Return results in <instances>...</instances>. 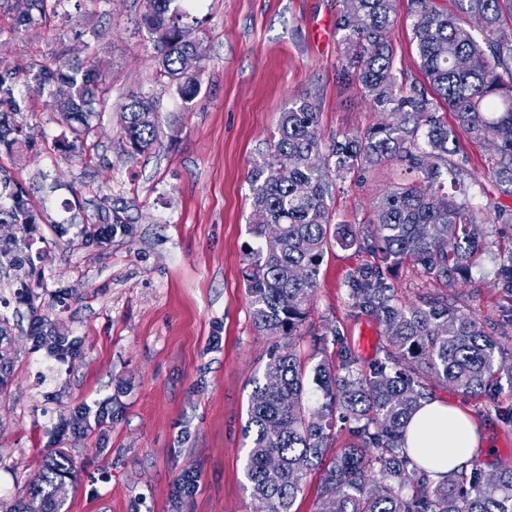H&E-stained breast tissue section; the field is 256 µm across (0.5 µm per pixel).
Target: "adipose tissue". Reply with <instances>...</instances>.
<instances>
[{
  "label": "adipose tissue",
  "mask_w": 512,
  "mask_h": 512,
  "mask_svg": "<svg viewBox=\"0 0 512 512\" xmlns=\"http://www.w3.org/2000/svg\"><path fill=\"white\" fill-rule=\"evenodd\" d=\"M486 442L478 427L457 406L440 399L425 401L408 425L405 446L430 480L468 465Z\"/></svg>",
  "instance_id": "adipose-tissue-1"
}]
</instances>
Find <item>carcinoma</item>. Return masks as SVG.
Listing matches in <instances>:
<instances>
[{
    "label": "carcinoma",
    "instance_id": "cac0c4a2",
    "mask_svg": "<svg viewBox=\"0 0 512 512\" xmlns=\"http://www.w3.org/2000/svg\"><path fill=\"white\" fill-rule=\"evenodd\" d=\"M49 0H27L26 21L47 18ZM174 0H145L141 24L154 42L159 75L186 104L199 91L201 51L188 39ZM474 19L482 40L436 0H411L413 35L427 83L404 85L388 39L397 0H344L336 26L346 45L340 75L355 76L365 95L389 121L362 135L339 136L323 146L315 134L316 106L292 102L277 121V135L248 173L250 233L261 240L248 253L245 280L255 328L284 340L270 353L262 378L252 380L249 449L244 467L257 512H292L308 471L326 464L316 512H512V468L485 472L477 460L453 469L432 485L406 454L408 418L430 397L432 384H450L465 395L491 385L512 387V356L482 323L462 309L453 291L469 277L486 242L488 213L471 203L464 170L449 156L458 133L495 151L488 176L512 197V40L499 37L503 6L512 0H455ZM29 86L46 95L81 148L102 103V74L92 66L57 57L29 66ZM17 72L0 59V146L31 140L21 119ZM448 108L456 126L440 115ZM123 135L132 153L152 147L159 134L153 98L134 93L122 106ZM398 162L413 178L379 197L366 224H333L328 207L332 178ZM0 224H35L38 215L18 188L6 193ZM355 248L373 262L349 274L348 299L384 328L389 348L366 368L341 347L339 365L322 359L309 367L296 349L320 267L333 246ZM411 262L426 282L448 294L421 305H403L390 269ZM490 287L512 298V240ZM322 402L306 401L309 390ZM352 426L354 443L329 455L330 431ZM72 478L69 459L58 453L42 464L30 500L0 512H62L57 484Z\"/></svg>",
    "mask_w": 512,
    "mask_h": 512
}]
</instances>
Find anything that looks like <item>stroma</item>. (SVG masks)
<instances>
[{
  "label": "stroma",
  "mask_w": 512,
  "mask_h": 512,
  "mask_svg": "<svg viewBox=\"0 0 512 512\" xmlns=\"http://www.w3.org/2000/svg\"><path fill=\"white\" fill-rule=\"evenodd\" d=\"M410 0H399L389 39L407 81L422 79ZM190 40L203 50L202 89L184 104L160 77L152 38L140 23L143 0H67L58 14L25 28L24 0L0 7V57L19 68L66 54L102 74L107 105L92 118L85 148L46 95L19 83L31 150L0 146V179L22 189L41 215L36 224L0 226V248H21L24 268L0 274V318L13 339L11 377L0 393V499L28 501L42 461L63 452L75 474L63 512H255L246 488L243 437L251 381L273 338L251 320L243 270L251 199L248 172L276 133L291 101L320 112L316 135L330 143L383 121L356 81L338 79L345 46L336 19L343 0H175ZM150 94L159 112L157 142L129 153L120 110L130 94ZM491 152L460 136L454 160L477 180L476 204L512 213V198L486 176ZM398 179L396 166L334 181L332 220L360 224ZM104 242L82 234L112 211ZM487 250L457 290L469 312L500 332L508 301L490 283L498 226L486 224ZM368 253L339 247L321 266L314 306L299 341L302 357L337 362L348 345L359 364L380 355L382 326L355 310L344 282ZM403 304L438 297L403 263L394 268ZM69 337L75 358L61 361L36 345L32 323ZM343 338L335 340L332 330ZM433 397L461 408L489 446L475 453L485 471L512 467V390L479 396L434 385ZM81 407L106 409V421L57 436ZM200 476L192 495L176 484Z\"/></svg>",
  "instance_id": "35a3bbf8"
}]
</instances>
